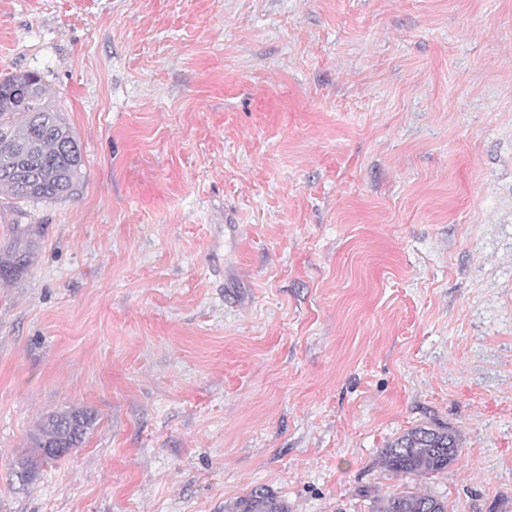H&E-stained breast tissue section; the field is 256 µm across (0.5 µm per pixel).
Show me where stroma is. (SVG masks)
Wrapping results in <instances>:
<instances>
[{"label":"stroma","mask_w":512,"mask_h":512,"mask_svg":"<svg viewBox=\"0 0 512 512\" xmlns=\"http://www.w3.org/2000/svg\"><path fill=\"white\" fill-rule=\"evenodd\" d=\"M75 193L0 288V512H512V0H0ZM83 443L13 475L52 413ZM449 445V446H448ZM457 432L448 426L418 425L380 452L382 466L394 477L414 479L444 472L459 456ZM448 448H451L448 452ZM407 488L378 500L374 512H448V504L443 499ZM233 512H288V506L271 490L260 488L241 499Z\"/></svg>","instance_id":"35a3bbf8"}]
</instances>
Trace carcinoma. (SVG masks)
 <instances>
[{"label":"carcinoma","instance_id":"1","mask_svg":"<svg viewBox=\"0 0 512 512\" xmlns=\"http://www.w3.org/2000/svg\"><path fill=\"white\" fill-rule=\"evenodd\" d=\"M38 71L0 78V196L18 203L56 201L75 191L83 155L71 127L46 97ZM38 229L10 224L0 244V285H10L27 272L37 247ZM94 416L71 409L50 414L33 440L34 454L21 458L30 482L52 448H77L93 426ZM459 456L457 432L447 426L418 425L380 452L382 466L394 477L413 479L447 470ZM234 512H288L274 492L254 490ZM376 512H448V504L428 493L402 490L376 504Z\"/></svg>","mask_w":512,"mask_h":512}]
</instances>
